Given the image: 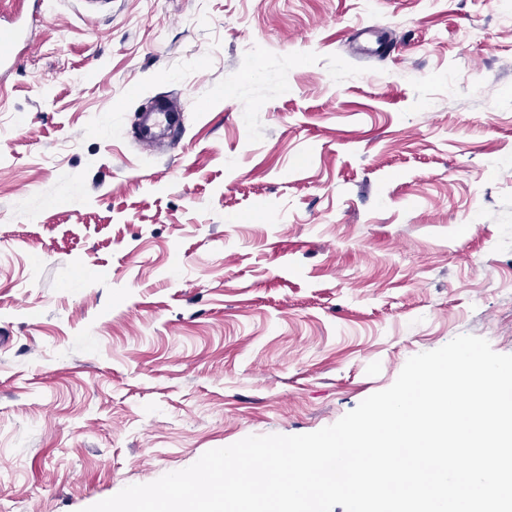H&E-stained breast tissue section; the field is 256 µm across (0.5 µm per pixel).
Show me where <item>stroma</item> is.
Instances as JSON below:
<instances>
[{"label": "stroma", "mask_w": 512, "mask_h": 512, "mask_svg": "<svg viewBox=\"0 0 512 512\" xmlns=\"http://www.w3.org/2000/svg\"><path fill=\"white\" fill-rule=\"evenodd\" d=\"M0 78V512H83L512 354V0H25ZM177 95L155 151L137 115ZM24 45L22 50L29 45L25 30L16 24L3 25L0 23V76L2 70L17 65L20 59L19 47Z\"/></svg>", "instance_id": "stroma-1"}]
</instances>
